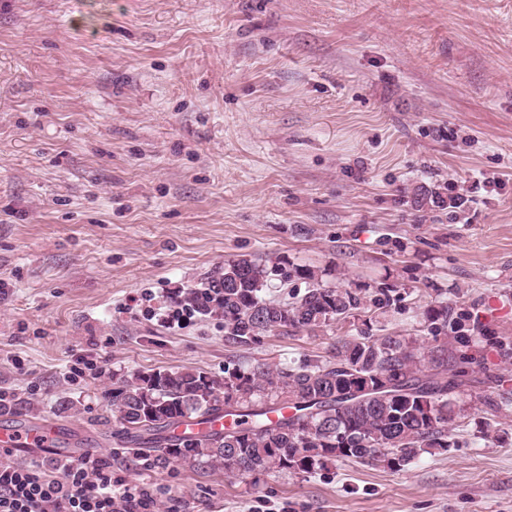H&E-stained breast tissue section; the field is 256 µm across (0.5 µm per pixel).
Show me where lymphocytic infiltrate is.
I'll use <instances>...</instances> for the list:
<instances>
[{
  "instance_id": "f902f5d3",
  "label": "lymphocytic infiltrate",
  "mask_w": 512,
  "mask_h": 512,
  "mask_svg": "<svg viewBox=\"0 0 512 512\" xmlns=\"http://www.w3.org/2000/svg\"><path fill=\"white\" fill-rule=\"evenodd\" d=\"M160 490L129 487L106 459L64 464H0V512H160Z\"/></svg>"
}]
</instances>
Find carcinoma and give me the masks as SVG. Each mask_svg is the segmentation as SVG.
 Instances as JSON below:
<instances>
[{"instance_id":"cac0c4a2","label":"carcinoma","mask_w":512,"mask_h":512,"mask_svg":"<svg viewBox=\"0 0 512 512\" xmlns=\"http://www.w3.org/2000/svg\"><path fill=\"white\" fill-rule=\"evenodd\" d=\"M413 202L420 209H446L452 217L463 205L462 197L441 187L415 191ZM288 277L304 281V292L287 303L270 301L265 263L241 255L177 301L204 316L224 317L230 345L257 344L270 334H314L356 316L368 303L376 309L390 303L387 288L369 298L360 288L324 282L307 266H293ZM422 318L435 337L456 324L446 304L426 307ZM387 381L397 394L346 400L360 383L377 389ZM458 387L448 376L446 346L427 350L413 336L361 330L339 341L329 361L273 369L256 360L222 381L201 369L141 372L112 380L109 400L116 434L157 465L220 464L229 475L257 476L312 473L353 460L401 472L421 453L451 447L448 425L457 417ZM284 404L293 413L270 420ZM220 413L238 417L237 423L222 432L174 434L190 419L202 423Z\"/></svg>"}]
</instances>
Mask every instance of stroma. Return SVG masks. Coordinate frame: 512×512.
<instances>
[{
	"label": "stroma",
	"instance_id": "obj_1",
	"mask_svg": "<svg viewBox=\"0 0 512 512\" xmlns=\"http://www.w3.org/2000/svg\"><path fill=\"white\" fill-rule=\"evenodd\" d=\"M243 254L276 301L298 264L391 302L250 346L157 316ZM1 276L0 427L74 429L198 512H512V0H0ZM446 300L468 345L424 325ZM365 326L466 357L452 448L254 479L112 434L113 377L327 359ZM82 354L103 377L70 379ZM448 190L447 188H434V189H418L413 194V202L417 208L423 209L429 205L431 207L448 209V215L450 217L456 216L457 209H460L464 201L460 196H450L443 192Z\"/></svg>",
	"mask_w": 512,
	"mask_h": 512
}]
</instances>
